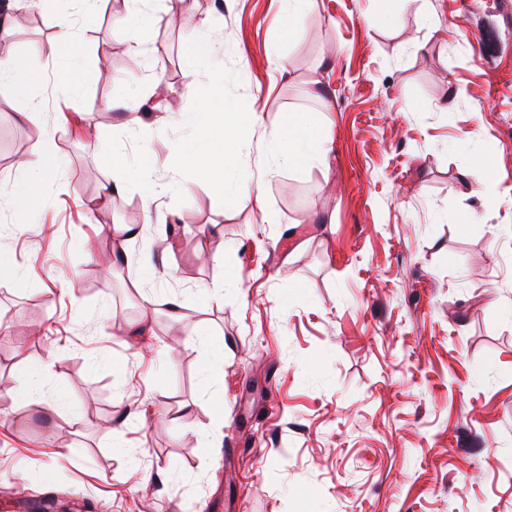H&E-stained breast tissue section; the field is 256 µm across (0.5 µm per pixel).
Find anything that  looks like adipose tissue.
<instances>
[{"label": "adipose tissue", "mask_w": 512, "mask_h": 512, "mask_svg": "<svg viewBox=\"0 0 512 512\" xmlns=\"http://www.w3.org/2000/svg\"><path fill=\"white\" fill-rule=\"evenodd\" d=\"M208 133L203 148H180L179 159H191L206 167H215L226 172L234 168L235 158L246 140V122H228L212 112L210 103H202L199 112ZM331 132L328 125L310 112H294L288 116L287 135L275 136L271 157L264 166L268 177L278 175L282 167L301 170H319L329 173L331 168ZM138 187L143 201V222L152 223V203L159 193L158 185L148 163H141L135 173L117 171L112 182L106 186V196L124 194L130 187Z\"/></svg>", "instance_id": "1"}]
</instances>
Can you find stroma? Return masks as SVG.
<instances>
[{"instance_id":"35a3bbf8","label":"stroma","mask_w":512,"mask_h":512,"mask_svg":"<svg viewBox=\"0 0 512 512\" xmlns=\"http://www.w3.org/2000/svg\"><path fill=\"white\" fill-rule=\"evenodd\" d=\"M121 8L78 19L77 95L52 15L13 12L36 81L0 85V512H512V0H311L290 38L281 0H148L136 57ZM192 37L220 45L193 72ZM123 83L158 84L161 124L113 110ZM205 98L255 116L256 178L289 113L322 114L329 174L282 169L261 209L220 193L173 153ZM44 137L68 165L18 224ZM143 158L168 189L107 276L140 194L87 205ZM461 177L475 184L480 193L488 191L492 185L499 182V175L493 165L487 163L476 164L464 169L461 172Z\"/></svg>"}]
</instances>
